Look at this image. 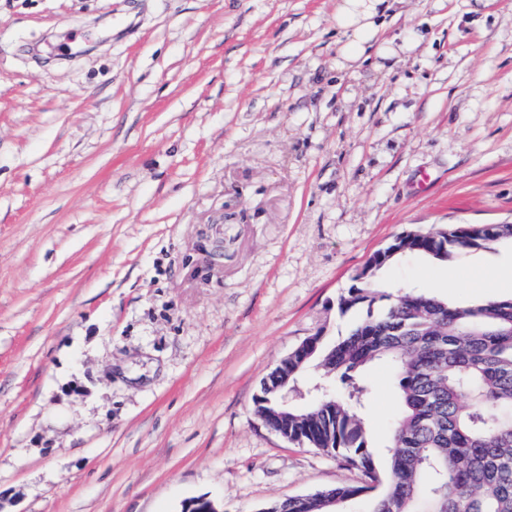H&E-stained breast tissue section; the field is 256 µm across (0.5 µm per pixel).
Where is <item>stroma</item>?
Returning <instances> with one entry per match:
<instances>
[{
	"label": "stroma",
	"instance_id": "stroma-1",
	"mask_svg": "<svg viewBox=\"0 0 512 512\" xmlns=\"http://www.w3.org/2000/svg\"><path fill=\"white\" fill-rule=\"evenodd\" d=\"M343 3L0 0V512L360 484L254 397L396 235L512 223V0H394L356 62ZM383 277L511 297L512 245Z\"/></svg>",
	"mask_w": 512,
	"mask_h": 512
}]
</instances>
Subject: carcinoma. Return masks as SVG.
Returning <instances> with one entry per match:
<instances>
[{"label": "carcinoma", "mask_w": 512, "mask_h": 512, "mask_svg": "<svg viewBox=\"0 0 512 512\" xmlns=\"http://www.w3.org/2000/svg\"><path fill=\"white\" fill-rule=\"evenodd\" d=\"M512 243L511 224H448L409 230L394 255L366 264L337 301L359 314L334 341L318 332L278 363L254 400L259 414L281 411L276 387L311 367L323 371L318 394L276 421L288 439L359 470L363 483L331 488L336 504L313 498L267 504L273 512H341L377 482L370 512H512V297L474 304L417 291H393L379 272L417 254L446 262L462 252ZM376 360L391 363L400 411L391 426L388 468L374 452L364 409V377Z\"/></svg>", "instance_id": "1"}]
</instances>
